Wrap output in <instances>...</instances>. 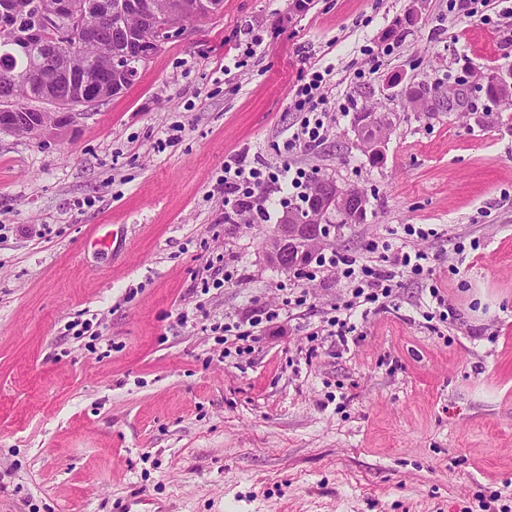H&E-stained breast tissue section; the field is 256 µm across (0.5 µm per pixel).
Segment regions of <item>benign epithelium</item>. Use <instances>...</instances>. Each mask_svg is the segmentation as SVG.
Returning <instances> with one entry per match:
<instances>
[{"instance_id":"7a95c632","label":"benign epithelium","mask_w":512,"mask_h":512,"mask_svg":"<svg viewBox=\"0 0 512 512\" xmlns=\"http://www.w3.org/2000/svg\"><path fill=\"white\" fill-rule=\"evenodd\" d=\"M180 6L184 13H195L199 10L218 12L222 9L223 2L221 0H184ZM134 11L142 12L144 6L139 3H128L114 9L110 0H100L97 18L82 27L81 44L98 41L101 30L110 24L112 14H130ZM64 13L77 16L70 0H55L51 8L42 13L39 24L27 33L28 40L42 39L46 30L52 28L58 21V17ZM179 33V23L171 20L164 22L160 19L146 38L140 37L135 32H125L126 48L112 54L111 57L112 74L124 81L127 80L128 60L134 58L140 65H145L165 42L178 36ZM487 85L488 77L486 76L480 83L462 78L459 82L420 99L421 110L430 112L444 107L454 111L461 100ZM30 86L36 89V100L41 102V105L20 109L9 100L1 99L0 111L9 114V122L0 123V133L40 137L51 129H58L61 127V120L71 117L73 102L80 101L88 105L98 98V90L89 84L81 72L49 76L38 73L30 78ZM359 117L358 136L367 143L368 148L378 149L389 129L378 128V122L371 112H361ZM313 195L318 197L319 207L312 208L305 214L288 216V237L277 235L273 238L268 255L282 269L292 270L301 267L300 256L315 252L327 240V236L323 234L324 230L330 228V225L325 223L326 217L341 213L350 214L353 219L358 220L366 213V196L359 189L342 188L334 183L322 182L316 185Z\"/></svg>"}]
</instances>
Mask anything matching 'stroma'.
<instances>
[{
    "instance_id": "obj_1",
    "label": "stroma",
    "mask_w": 512,
    "mask_h": 512,
    "mask_svg": "<svg viewBox=\"0 0 512 512\" xmlns=\"http://www.w3.org/2000/svg\"><path fill=\"white\" fill-rule=\"evenodd\" d=\"M488 14L224 0L61 130L0 134V512H512V104L406 97L512 70V0ZM313 70L326 138L288 154ZM364 107L394 120L377 160ZM242 153L364 192L323 252L433 228L431 274L339 342L323 325L343 279L267 256L281 211L225 221ZM265 312L253 352L230 351ZM324 80V75L320 72L314 71L311 74V78L308 82L302 84L295 92L296 97H298V102L300 106H304L305 104L314 103L317 100H320L321 92L320 89L322 87V83Z\"/></svg>"
}]
</instances>
